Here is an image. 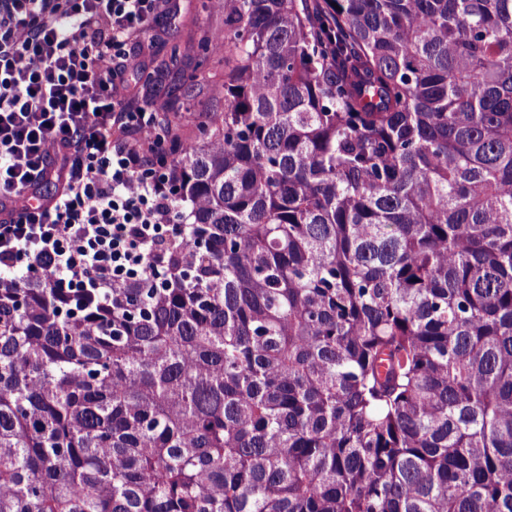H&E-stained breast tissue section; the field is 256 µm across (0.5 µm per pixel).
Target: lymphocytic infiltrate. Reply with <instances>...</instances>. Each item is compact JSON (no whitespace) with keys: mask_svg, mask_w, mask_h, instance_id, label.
Returning <instances> with one entry per match:
<instances>
[{"mask_svg":"<svg viewBox=\"0 0 512 512\" xmlns=\"http://www.w3.org/2000/svg\"><path fill=\"white\" fill-rule=\"evenodd\" d=\"M162 4L0 0V276L91 295L162 278L186 226L164 104L130 111L127 79Z\"/></svg>","mask_w":512,"mask_h":512,"instance_id":"f902f5d3","label":"lymphocytic infiltrate"}]
</instances>
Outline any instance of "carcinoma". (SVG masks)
Instances as JSON below:
<instances>
[{"instance_id": "1", "label": "carcinoma", "mask_w": 512, "mask_h": 512, "mask_svg": "<svg viewBox=\"0 0 512 512\" xmlns=\"http://www.w3.org/2000/svg\"><path fill=\"white\" fill-rule=\"evenodd\" d=\"M187 235L0 281V512H512V0H219Z\"/></svg>"}]
</instances>
